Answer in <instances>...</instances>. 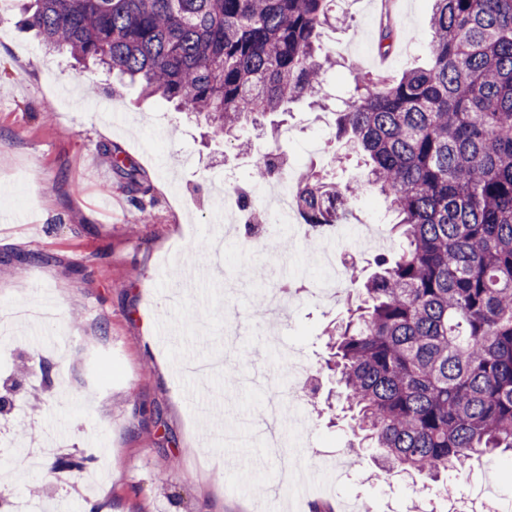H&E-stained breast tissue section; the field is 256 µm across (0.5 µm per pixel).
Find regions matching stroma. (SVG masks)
I'll return each mask as SVG.
<instances>
[{"instance_id":"stroma-1","label":"stroma","mask_w":512,"mask_h":512,"mask_svg":"<svg viewBox=\"0 0 512 512\" xmlns=\"http://www.w3.org/2000/svg\"><path fill=\"white\" fill-rule=\"evenodd\" d=\"M433 0H336V23L320 44L332 61L323 79L325 108L292 104L279 135L288 178L306 165L337 168L360 179L361 157L334 136L337 97L353 76L381 68L394 76L426 66ZM402 36L388 55L377 41L384 16ZM85 94L79 108L65 89ZM51 120H44V108ZM127 157L148 179L139 208L112 165ZM246 180L234 149L204 135L195 118L138 88L113 86L93 63L46 51L22 23L16 0L0 7V309L48 298L51 321L0 332V380L26 358L10 428L29 437L52 434L56 457L0 456V490L13 502L31 485L50 482L45 507L60 512H406L414 479L384 482L366 453L350 456L349 420L324 398L326 331L358 302L346 286L320 299L325 267L316 248H342L349 227L369 242L360 265L371 274L390 256L393 217L373 188L350 201L353 216L329 235L297 239L293 250L241 247L244 225L225 227L208 206L209 178ZM222 241L220 266L183 294L173 288L184 257ZM297 284L290 308L277 315L280 347L255 322L257 292ZM172 318L183 345L150 343V320ZM55 374L46 388L37 367ZM318 375L319 403L300 408L307 430L296 450L313 485L284 482L279 460L251 431L273 392ZM336 460L332 488L319 487L320 464ZM512 507V456L472 466Z\"/></svg>"}]
</instances>
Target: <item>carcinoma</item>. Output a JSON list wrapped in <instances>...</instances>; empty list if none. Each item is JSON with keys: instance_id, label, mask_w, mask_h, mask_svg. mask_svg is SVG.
<instances>
[{"instance_id": "obj_1", "label": "carcinoma", "mask_w": 512, "mask_h": 512, "mask_svg": "<svg viewBox=\"0 0 512 512\" xmlns=\"http://www.w3.org/2000/svg\"><path fill=\"white\" fill-rule=\"evenodd\" d=\"M333 0H32L43 45L91 60L238 139L301 99H326L317 50ZM430 63L358 78L336 137L364 153L365 182L310 168L305 222L342 224L363 184L394 215L398 251L376 262L360 303L328 332L342 411L392 476L438 478L512 453V0H434ZM398 31L386 19L379 53ZM272 137L239 186L288 169ZM128 191L136 167L113 157Z\"/></svg>"}]
</instances>
